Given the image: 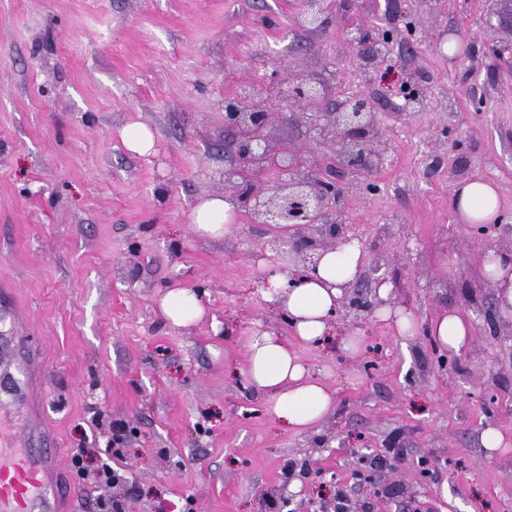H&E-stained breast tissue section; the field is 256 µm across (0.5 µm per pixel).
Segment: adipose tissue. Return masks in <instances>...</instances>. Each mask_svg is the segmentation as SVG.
<instances>
[{"label": "adipose tissue", "instance_id": "obj_1", "mask_svg": "<svg viewBox=\"0 0 512 512\" xmlns=\"http://www.w3.org/2000/svg\"><path fill=\"white\" fill-rule=\"evenodd\" d=\"M501 197L495 185L474 177L459 182L454 189V207L462 224H494L500 217ZM234 205L222 197L199 201L192 215L195 232L218 240L230 229ZM362 266L358 247L346 246L324 252L315 269L303 274L295 287L283 286L279 276H271L270 299L287 314L296 339L305 344L323 342L331 330V319L340 305L341 287L353 281ZM482 276L495 288L497 314L512 319V253L486 249ZM160 310L171 324L181 326L201 319L205 309L197 296L185 288H172L159 301ZM470 318L450 310L437 315L428 333L443 350L461 352L473 337ZM246 378L265 392L273 414L288 429L303 432L323 423L335 407L332 391L313 379L296 350L271 332H257L246 343Z\"/></svg>", "mask_w": 512, "mask_h": 512}]
</instances>
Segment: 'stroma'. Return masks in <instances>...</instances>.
<instances>
[{
    "label": "stroma",
    "instance_id": "1",
    "mask_svg": "<svg viewBox=\"0 0 512 512\" xmlns=\"http://www.w3.org/2000/svg\"><path fill=\"white\" fill-rule=\"evenodd\" d=\"M298 0H0V289L14 293L0 335L25 337L46 376L37 395L70 474L71 512L108 496L125 512H326L344 489L350 512H512V447L489 451V426L512 438V324L484 315L483 242L459 223L460 165L499 187L497 237H512V30L484 27V0H439L396 48L389 73L366 75L344 28L384 25L383 0H334L336 17L310 32ZM370 96L386 112L389 152L375 193L348 189L335 218L354 225L414 320L349 317L329 339L302 345L311 375L337 405L296 432L248 384L254 331L291 338L268 301L266 271L287 267L271 225L238 214L218 241L191 215L223 193L235 160L224 101L297 71ZM413 73L422 105L396 116ZM267 134L318 168L302 108L272 105ZM155 134L148 156L122 131ZM206 308L175 326L159 311L171 288ZM469 313L474 336L442 362L427 333L440 312ZM349 336L356 353L344 350ZM124 427V482L95 481ZM399 433L401 460L386 457ZM291 475H284L285 464ZM122 139L126 149L139 156L149 155L155 146L153 132L142 124L126 127L122 132Z\"/></svg>",
    "mask_w": 512,
    "mask_h": 512
}]
</instances>
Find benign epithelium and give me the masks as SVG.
Segmentation results:
<instances>
[{
    "instance_id": "7a95c632",
    "label": "benign epithelium",
    "mask_w": 512,
    "mask_h": 512,
    "mask_svg": "<svg viewBox=\"0 0 512 512\" xmlns=\"http://www.w3.org/2000/svg\"><path fill=\"white\" fill-rule=\"evenodd\" d=\"M328 0H301L298 16L308 29L324 27L328 22ZM347 42L368 68L377 69L392 62L394 37L384 27L372 31L360 26L346 30ZM277 94L298 107L316 108L313 140L326 148L323 167L311 175L304 173L302 162L290 152L281 154L266 134L272 119L270 96ZM330 112H322L324 97L312 79L297 75L288 91L260 86L241 100L224 105V129L233 132L237 163L224 168L225 198L236 209L250 212L256 224L278 225L288 237L275 242L295 255V266L288 272L296 280L302 272L317 265L319 252L356 245L366 250L362 236L352 225L329 219L336 209L342 190L334 172L367 178L382 169L388 160L385 130L369 97L359 93L335 92ZM278 167L285 178L262 188L254 176L268 166ZM388 276L374 265L366 274L343 287L348 310L336 311L341 318L364 312L372 316L379 308L395 306L393 294L383 299L380 288Z\"/></svg>"
}]
</instances>
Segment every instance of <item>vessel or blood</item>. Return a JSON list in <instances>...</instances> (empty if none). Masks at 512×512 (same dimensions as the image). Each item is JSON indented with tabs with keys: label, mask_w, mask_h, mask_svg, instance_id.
<instances>
[{
	"label": "vessel or blood",
	"mask_w": 512,
	"mask_h": 512,
	"mask_svg": "<svg viewBox=\"0 0 512 512\" xmlns=\"http://www.w3.org/2000/svg\"><path fill=\"white\" fill-rule=\"evenodd\" d=\"M41 368L25 338L0 347V512H64L59 451L31 415Z\"/></svg>",
	"instance_id": "obj_1"
}]
</instances>
